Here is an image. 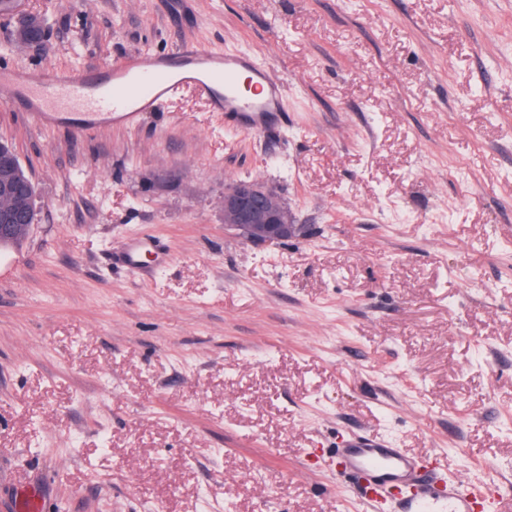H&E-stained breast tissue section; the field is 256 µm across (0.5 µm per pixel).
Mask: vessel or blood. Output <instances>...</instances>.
I'll return each mask as SVG.
<instances>
[{
	"label": "vessel or blood",
	"instance_id": "1",
	"mask_svg": "<svg viewBox=\"0 0 512 512\" xmlns=\"http://www.w3.org/2000/svg\"><path fill=\"white\" fill-rule=\"evenodd\" d=\"M194 89L210 111L230 116L241 131L259 132L285 110L286 90L246 50L202 48L189 41L164 54L133 52L107 68L79 71L45 65L0 69V102L37 125L58 126L64 115L85 114L83 130L99 131L107 118L131 125L183 88ZM152 240L126 243L121 264L140 271ZM337 474L347 477L371 512H475L485 483L451 478L437 461H421L387 439L367 435L345 440L334 455Z\"/></svg>",
	"mask_w": 512,
	"mask_h": 512
}]
</instances>
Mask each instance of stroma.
Wrapping results in <instances>:
<instances>
[{"mask_svg":"<svg viewBox=\"0 0 512 512\" xmlns=\"http://www.w3.org/2000/svg\"><path fill=\"white\" fill-rule=\"evenodd\" d=\"M0 67L247 48L288 92L235 131L186 88L138 125L0 104L40 222L0 251V512H365L329 455L389 438L512 499V0H27ZM256 180L300 225L225 226ZM146 234L143 280L114 258ZM26 0H10L13 13L18 12L26 20L25 33L19 39L17 45L27 50L41 46L46 38L48 26L45 19L37 14L26 11L22 8ZM9 0H0V16H8L10 12Z\"/></svg>","mask_w":512,"mask_h":512,"instance_id":"stroma-1","label":"stroma"}]
</instances>
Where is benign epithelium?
I'll use <instances>...</instances> for the list:
<instances>
[{"instance_id":"obj_1","label":"benign epithelium","mask_w":512,"mask_h":512,"mask_svg":"<svg viewBox=\"0 0 512 512\" xmlns=\"http://www.w3.org/2000/svg\"><path fill=\"white\" fill-rule=\"evenodd\" d=\"M25 0H10L11 9L22 15L27 26L18 45L29 50L41 46L48 26L45 19L22 8ZM13 146L0 140V251L17 244L33 225V186L16 168ZM224 224L249 241L280 242L295 236L298 225L277 196L257 181L240 180L224 190Z\"/></svg>"}]
</instances>
